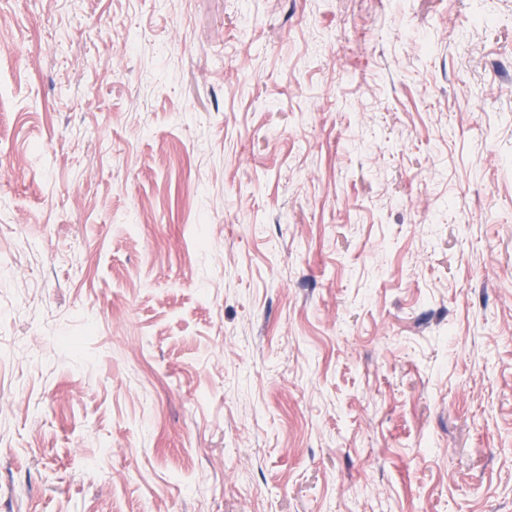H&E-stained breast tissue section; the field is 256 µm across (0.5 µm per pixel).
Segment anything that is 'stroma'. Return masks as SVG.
Here are the masks:
<instances>
[{"label":"stroma","mask_w":512,"mask_h":512,"mask_svg":"<svg viewBox=\"0 0 512 512\" xmlns=\"http://www.w3.org/2000/svg\"><path fill=\"white\" fill-rule=\"evenodd\" d=\"M0 512H512V0H0Z\"/></svg>","instance_id":"obj_1"}]
</instances>
